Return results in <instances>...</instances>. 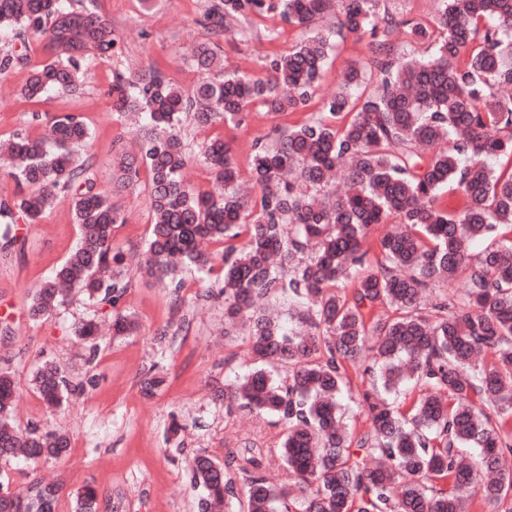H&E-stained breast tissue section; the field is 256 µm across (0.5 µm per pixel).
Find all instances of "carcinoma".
Wrapping results in <instances>:
<instances>
[{"label":"carcinoma","instance_id":"obj_1","mask_svg":"<svg viewBox=\"0 0 512 512\" xmlns=\"http://www.w3.org/2000/svg\"><path fill=\"white\" fill-rule=\"evenodd\" d=\"M0 0V32L43 33L46 59L33 66L21 98L36 103L54 90L78 95L80 69L112 59L118 39L96 0ZM382 0H219L202 24L217 36L245 32L272 14L302 30L286 52L262 61V77L230 70L219 41L192 47L202 75L187 91L157 65L135 77L112 74L109 97L120 121L129 112L146 122L135 147L113 162V183H140L151 203L152 231L143 273L181 288L185 270L210 274L222 261L224 316L249 323L253 369L228 386L238 407L272 414L285 424L279 457L293 485L262 476L269 448H231L220 460L205 451L189 462L198 512H469L478 497L493 512H512V243L490 241L477 263L468 244L512 226V0H439L434 21L380 9ZM338 11L337 33L370 34L365 64H351L318 114L276 129L255 143L250 181L259 196L239 193L241 173L231 142L216 137L202 158L224 193L184 182L193 155L181 135L183 117L200 125L239 127L250 109L273 115L298 112L315 98L334 48L320 20ZM434 40L428 59L409 58L404 46ZM27 64L24 50L0 53V77ZM379 74L364 84L365 70ZM91 139L80 113L55 117L46 144L25 129L0 141V161L25 189L0 200V253L22 248L19 225L38 224L60 193L70 197L78 242L53 275L33 287L30 318L47 317L76 289L112 309V335L136 330L118 308L130 279L114 268L115 226L125 223L112 197L89 175L91 157L77 148ZM504 162L494 169L491 158ZM346 166L349 189L333 194L328 173ZM459 190L463 207L450 211L444 190ZM380 224L395 228L364 248ZM217 247L209 252L205 245ZM468 271L458 303L442 300L432 316L421 294ZM354 280L346 294L339 281ZM288 304L295 327L270 313ZM378 306L394 315L372 316ZM74 334L91 343L94 318ZM286 365L288 379L273 371ZM372 374L366 392L372 429L359 436L342 423L339 395L348 371ZM412 383L419 397L408 412L388 400ZM42 401L59 407L72 381L53 360L33 373ZM69 438L15 422L14 380L0 368V463L24 456L57 459ZM382 458L374 468L366 460ZM245 476L244 490L236 480ZM0 512H56L57 481L33 482L12 493L0 481ZM95 488L76 496L74 512H99Z\"/></svg>","mask_w":512,"mask_h":512}]
</instances>
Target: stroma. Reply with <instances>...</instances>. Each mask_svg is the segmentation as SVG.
Returning <instances> with one entry per match:
<instances>
[{"instance_id": "stroma-1", "label": "stroma", "mask_w": 512, "mask_h": 512, "mask_svg": "<svg viewBox=\"0 0 512 512\" xmlns=\"http://www.w3.org/2000/svg\"><path fill=\"white\" fill-rule=\"evenodd\" d=\"M211 0H156L144 7L141 0H98L99 13L111 22L119 42L117 57L90 60L82 70L83 93L73 98L54 91L39 104L40 121L33 130L47 134L54 116L79 112L86 116L93 137L86 147L92 172L101 191H112L116 143L132 144L139 127L136 118L118 122L108 105L112 72L138 71L152 64L185 89H192L200 74L190 60L192 45L211 41L201 20ZM280 33L276 43L257 34L221 36L227 65L253 75L261 74L264 55L271 49L288 50L298 40V29L279 18L265 21ZM369 54L368 37L337 39L336 48L321 79L319 98L336 89L341 70ZM27 67L0 82V138L25 127L28 114L17 93L27 77ZM306 113L274 116L252 109L243 126L222 123L199 125L187 120L182 132L196 159L186 170V180L201 190H214V179L197 156L210 138L231 142L240 170H247L256 140L273 137L280 126L303 123ZM126 222L116 228L113 247L120 251V268L133 277L120 303L139 322V333L105 336L96 359L72 333L73 325L100 314V305L72 293L53 315L34 320L28 315L33 285L47 276L75 247L78 229L72 222L70 199L59 194L52 210L38 224L24 226L23 253L0 256V320L11 327L0 334V366L9 368L16 385V416L24 427L60 429L70 438L68 453L59 460L31 464L17 459L0 467L11 490H23L34 479L58 476L63 483L57 512H72L74 500L85 486L100 495V512H198L199 493L188 477V464L201 450L223 457L226 449L250 443L279 448L285 428L277 418L227 408L216 389L232 381L251 365L245 340L225 337L224 298L213 279L186 276L180 296L150 278L136 276L144 261V244L151 234L148 192L134 186L115 197ZM168 328L165 337L157 336ZM54 359L74 383L84 384L55 410H47L30 380L38 365ZM163 377L151 396L142 391L145 379ZM178 421L183 429L171 434Z\"/></svg>"}]
</instances>
